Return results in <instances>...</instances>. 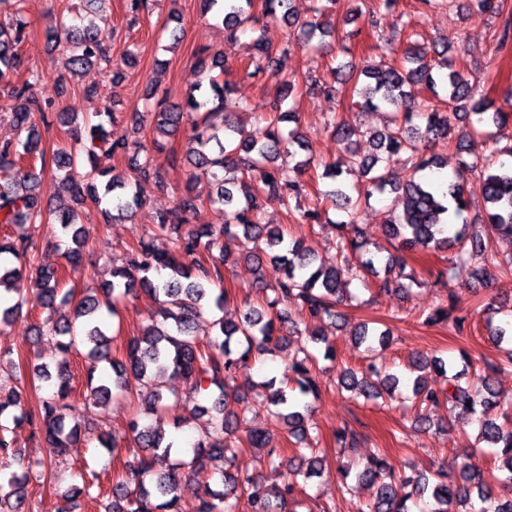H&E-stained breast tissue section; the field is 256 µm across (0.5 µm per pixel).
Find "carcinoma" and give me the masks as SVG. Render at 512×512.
Listing matches in <instances>:
<instances>
[{
    "instance_id": "cac0c4a2",
    "label": "carcinoma",
    "mask_w": 512,
    "mask_h": 512,
    "mask_svg": "<svg viewBox=\"0 0 512 512\" xmlns=\"http://www.w3.org/2000/svg\"><path fill=\"white\" fill-rule=\"evenodd\" d=\"M20 0H0V12L11 10L15 21L0 22V92L9 100L7 110L12 125L25 139L0 141V171L12 175L0 180V224H57L71 235L72 247L65 253V264L58 268L39 265L30 236L0 237V329L8 326L25 305L31 303L52 310L68 305L73 290L65 288L69 274L94 265L86 252L85 220L89 213L84 205L96 208L98 223L110 224L118 216H130L143 205L133 191L140 181L159 180L160 172L153 151L163 148L161 140L181 128L189 129L184 161L193 167L208 166L215 181L213 193L203 197L186 186L176 205L159 211L154 231L170 237L171 248L159 252L153 239L141 240L129 250L121 264L112 268V280L96 290H87L77 302L73 316L50 327L37 328L35 336H54L55 370L39 361L19 357L4 359L0 366L9 367L16 385L0 395V461L12 468L7 485H0V509L24 512L26 487L32 467L22 450L17 448L15 432L26 423L39 426V433L49 448L47 460L38 462L41 475L49 478L65 464L68 448L86 439L88 428L79 423L78 406L72 400L73 374L71 362L81 354L86 360V393L84 399L94 404L113 395L135 397L140 389L150 390V399L142 403L137 417L128 424L124 435L111 433L98 436L102 447L119 458L132 448L142 456L127 464L123 476L112 489V500L101 503L104 512H186L181 503V480L217 479L224 490L206 488L198 496L191 512H238L239 495L249 492L250 512H295L296 497L303 492L297 477L307 481L318 476L323 457L317 454L319 436L311 435V413L320 399L321 382L316 372L315 357L310 348L324 345V357L336 359V352L319 326L324 319L343 320L337 306L350 294L352 279L366 283L374 279L384 294L408 292L420 285L418 272L407 260V253L427 252L433 256L448 253L446 266L438 269L434 284L445 286L455 277L458 267L482 257L476 275L488 285L504 275H512V255L503 259L488 250L486 239L493 235L512 242V165L493 157L459 159V173H476L483 179V192L488 208L485 217L471 224L462 221L467 206L462 180L448 182L447 188L436 186L428 173L439 166L431 153L439 141L457 140L462 148L465 133H456L457 121L467 120L469 130L488 124L498 129L512 121V85L503 94V103L478 97L465 71L448 58V47L427 48L407 37L408 24L398 14V0H377L363 17V26L372 33L388 30L386 41L406 48L402 57L390 62L365 65L358 69L348 65V76L354 80L356 101L362 109H384L390 114V127L384 133L367 134L358 128L328 119L336 140L344 145L347 159L341 165L324 167L321 177L329 180V189L316 197L315 204L298 212L304 196L303 176L313 166L311 158L298 160V151L309 150V141L296 127L298 117L293 108L283 103L296 89V80L288 73V55L292 43L275 49L258 38L255 54L244 64L242 72L260 85L269 82L275 94L263 106L247 101L229 100L233 89L224 80L233 65L222 52L201 46L196 52L204 81L197 83L179 102L161 96L153 87L143 98L141 108L128 119L134 129L154 124L157 138L151 146L134 141H112L106 125L116 119V111L105 109L75 128L79 147H62L46 159L41 146V131L54 124V104L41 100L33 87L42 75L32 69L30 78L18 84L15 72L26 65L21 47L27 40L28 22L17 8ZM204 11L221 21L231 38L245 24L256 23L254 0H201ZM294 0H262V17L282 22L303 46L325 48L335 39L336 29L319 17L336 0L315 9L318 17L300 20L293 10ZM468 14H492L498 11V0H465ZM65 31V41L54 35V46L63 47L66 69L78 74L86 67L109 61L104 48L105 37L98 27L89 24ZM423 86L439 101L448 104L442 110L431 101L415 98V88ZM242 112L262 109L263 126L247 134L229 119L230 108ZM295 127L283 132L281 124ZM368 137L372 152L363 155L357 141ZM123 157L129 172L97 166L98 152ZM406 161L408 177L400 184L392 183L391 166ZM72 197L76 207L52 210L44 205V181L47 171ZM357 172L367 179L366 188L348 185L344 174ZM396 193L402 197V210L387 224L388 247L372 254L367 251L358 214L378 193ZM207 204L215 209L219 224H191L199 207ZM277 204L288 215L298 214L296 221L306 224L310 233L320 224L326 205L339 207L347 219L336 224L333 248L342 262L325 263L308 252L301 240L285 243L278 226L261 223L265 208ZM241 231L248 242L264 241L265 247L244 254V259L261 268L265 262L280 271L273 284L261 283L263 302L244 304L237 318L227 317L228 292L224 289V269L235 266L239 257L224 251L223 237ZM219 256H212L213 250ZM211 256L206 261L203 255ZM141 290L158 305L160 320L141 329L125 346V360L112 356V340L108 318L120 319L119 300ZM294 300L299 306V319L293 320L279 305ZM459 300L451 295L447 304L431 310L423 324L447 323L458 335L469 327V315L458 308ZM209 310L211 333L205 338L193 334L194 325L204 310ZM304 329H299V325ZM493 342L507 344L504 359L487 362L473 369L468 355L460 352L462 369L439 356L416 353L408 362L415 374L412 381L390 372L373 353L386 347L391 331L381 328L380 321L365 320L356 325L352 336L357 346L370 353L362 372L341 368V389L368 400L397 398L412 402L418 410L415 421L423 423L421 412L446 406L457 417H473L478 424V444L461 457L459 481L450 484L448 475L438 469L432 474L398 470L379 453L366 456L363 468L355 473L347 465L338 467L341 498L351 494L352 483L376 487L374 500L360 512H512V496L494 493V488L512 486V403L497 400L493 379L512 369V320L503 325L486 324ZM305 337L304 344L289 360L281 386L270 379L255 382L249 376L250 360L256 356L275 355L283 347L288 334ZM435 371L444 378V388L431 385L426 373ZM164 374L181 377L188 385L186 397L212 400L211 420L188 448L173 451L177 440L141 423V415L171 411L182 398L169 400L163 395L158 378ZM251 388L269 390L268 401L275 413L284 419L293 456L289 460L291 478L272 489L260 487L259 476L234 469L243 446L267 449V463L282 464L284 449L268 446L265 434L250 426L245 409L239 406V379ZM54 381V390L31 404L24 396L35 382ZM501 409L504 423L497 422L492 411ZM492 448V456L500 460L491 468L475 461L483 452L480 443ZM340 454L357 451L364 444L363 433L345 428L336 437ZM177 458H172V454Z\"/></svg>"
}]
</instances>
